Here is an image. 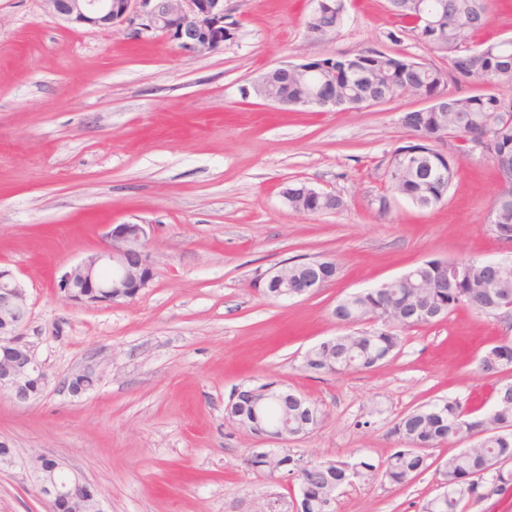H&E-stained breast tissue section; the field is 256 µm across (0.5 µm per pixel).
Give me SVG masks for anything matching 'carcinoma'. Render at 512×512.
I'll return each mask as SVG.
<instances>
[{
	"instance_id": "obj_1",
	"label": "carcinoma",
	"mask_w": 512,
	"mask_h": 512,
	"mask_svg": "<svg viewBox=\"0 0 512 512\" xmlns=\"http://www.w3.org/2000/svg\"><path fill=\"white\" fill-rule=\"evenodd\" d=\"M391 10L407 21L409 31L418 39L424 22L418 17L433 12L440 21L438 39L453 46L461 38L480 29L488 22L484 0H397ZM485 53L475 66L456 68L449 72L417 62L402 53L396 57L379 52L361 54V61L370 64L373 78L348 71L347 61L336 58V103L381 96L403 88L414 95L430 98L440 94L444 77L458 84L479 81L487 86H512V40H502L483 47ZM505 97L496 93L461 95L454 107L440 112H413L410 132L413 140L399 150L418 151L414 156H391L386 181L391 193L400 195L420 208L442 203L454 181L459 163L439 167L425 154L424 141L441 139L445 132L456 133L461 144L457 153H469V142L489 136L487 156L497 163L512 160V112L500 109ZM296 183L288 184V206L296 211L318 214L323 210L339 209L341 198L321 204L314 199H301ZM491 212L497 217L495 235L503 239L512 234V200L495 199ZM464 272L458 283L438 288L446 270L424 266L413 268L407 285L377 290L365 289L339 301L332 315L338 321H366L371 318L388 320V325L371 330L334 336L310 348L302 360V369L324 375L349 371H368L396 356L401 347L400 331L427 324L449 313L467 308L475 314L492 317V299L487 294L489 278L475 259L457 263ZM478 370L486 375L512 371V337H503L489 347L479 359ZM507 382L497 389L492 407L479 416H471L457 399L439 400L403 415L390 429L402 447L387 460L374 464L363 453L349 460L325 458L300 463V457L288 448H253L244 458L248 467L268 473L288 471L300 489V512H335L334 497L338 490L355 480L369 481L382 477L393 485H404L431 467L425 450L446 442L462 443L480 434L479 445L472 451L463 450L451 455L435 469L437 483L444 494L427 500L422 512H457L466 497L480 495L492 486L494 494L512 497V398L500 396ZM225 418L239 428L254 434L251 407L246 400L230 401ZM324 419L320 405L309 398L299 408L288 406V429L302 433L315 431ZM497 459L504 466L489 470L487 463Z\"/></svg>"
}]
</instances>
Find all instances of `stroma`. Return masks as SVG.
<instances>
[{
  "instance_id": "1",
  "label": "stroma",
  "mask_w": 512,
  "mask_h": 512,
  "mask_svg": "<svg viewBox=\"0 0 512 512\" xmlns=\"http://www.w3.org/2000/svg\"><path fill=\"white\" fill-rule=\"evenodd\" d=\"M237 29L221 52L190 55L159 34L67 22L45 0H0V265L27 296L23 329L48 385L27 404L0 395V443L17 458L65 461L101 489L105 512H290L296 482L247 468L264 442L224 417L236 388L277 381L325 417L288 446L307 460L363 451L381 461L405 413L441 399L488 409L499 377L479 358L505 326L459 309L407 330L400 352L364 372L315 375L304 354L347 334L336 302L430 259H495L498 191L491 159L460 160L445 202L402 197L378 209L392 153L411 139L410 93L369 108L317 112L256 96L255 79L289 63L379 50L447 69L449 53L416 41L388 0H344L339 28L308 32L313 0H226ZM335 192L327 214L293 211L292 180ZM146 225L154 278L134 300L82 307L60 270L95 252L106 225ZM301 259L338 274L315 294L272 302L255 281ZM91 368L95 389L64 383ZM457 450L429 449L439 465ZM356 481L336 512H421L439 488ZM0 512H48L33 477L0 467Z\"/></svg>"
}]
</instances>
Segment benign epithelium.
Masks as SVG:
<instances>
[{
  "mask_svg": "<svg viewBox=\"0 0 512 512\" xmlns=\"http://www.w3.org/2000/svg\"><path fill=\"white\" fill-rule=\"evenodd\" d=\"M49 8L67 21L100 29L122 26L129 38L141 40L159 33L192 55L224 50V37L231 34L225 25L224 0H46ZM310 18L336 20L338 0H315ZM320 75L319 86L295 100L282 92L268 101L297 108L336 105V63L321 68L309 61L279 66L263 74L274 83L282 75ZM498 194L512 199V167L500 166ZM144 224H108L102 248L80 263L61 271L58 288L72 303L86 307L129 301L147 288L154 278L150 256L145 249ZM310 274L290 281L284 269L261 276L258 286L275 288L277 296L294 299L309 296L324 287L328 279L322 261L308 260ZM27 317L25 290L14 273L0 267V394L25 403L48 384V374L24 341L22 328ZM38 494L48 503L49 512L73 510L87 498L102 509L101 491L57 458L38 455L28 461Z\"/></svg>",
  "mask_w": 512,
  "mask_h": 512,
  "instance_id": "7a95c632",
  "label": "benign epithelium"
}]
</instances>
